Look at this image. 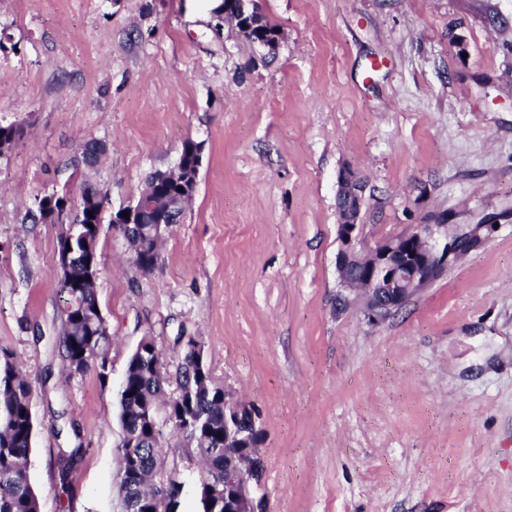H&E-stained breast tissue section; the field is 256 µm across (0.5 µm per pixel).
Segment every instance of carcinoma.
<instances>
[{"mask_svg": "<svg viewBox=\"0 0 512 512\" xmlns=\"http://www.w3.org/2000/svg\"><path fill=\"white\" fill-rule=\"evenodd\" d=\"M143 231L124 233L139 267L153 269L159 258L158 242L140 250ZM99 236L89 225L74 241L76 252L70 263L71 281L58 283L63 298L60 356L69 375L96 373L106 383L112 336L108 321L99 310L95 281L85 280V252L81 242L97 250ZM150 351L130 356L120 387L119 420L122 428L119 492L123 512H167L166 501L180 494L177 474L159 463L160 432L156 421L142 418L140 410L151 405L162 409L163 423L186 443L185 451L205 465L198 488L213 493V512H224V387L216 383L203 358L202 349L190 338L175 370L177 388L165 395L167 372L151 337L140 341ZM13 353L0 350V512H40L38 495L30 478V455L35 437L32 388L17 368ZM83 445L60 448L54 466L56 480L70 487L79 462L86 454Z\"/></svg>", "mask_w": 512, "mask_h": 512, "instance_id": "1", "label": "carcinoma"}]
</instances>
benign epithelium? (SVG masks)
Returning a JSON list of instances; mask_svg holds the SVG:
<instances>
[{
	"instance_id": "7a95c632",
	"label": "benign epithelium",
	"mask_w": 512,
	"mask_h": 512,
	"mask_svg": "<svg viewBox=\"0 0 512 512\" xmlns=\"http://www.w3.org/2000/svg\"><path fill=\"white\" fill-rule=\"evenodd\" d=\"M214 2V18L235 24L250 39H255L254 29L260 15L257 0ZM278 42L277 35L257 40V44L270 53L276 50ZM190 152L192 163L180 159L174 168L159 173L155 190L140 192L135 203L124 208L128 217L115 214L112 223L130 229L144 223V215L158 211L162 218L153 224V231L157 237H163L196 188L202 156L195 146ZM336 200L340 245L335 265L341 284L349 292L342 301L347 306L364 300L369 317L375 321L400 309L443 274L448 264L462 255L463 249L480 242L472 232L441 233L440 229L447 228L445 224H412L397 236L372 244L365 242L358 224L365 201L364 187L358 174L350 168L339 174ZM36 207L48 222L68 216L69 225L63 228L61 236L68 245H73L75 227L83 220L82 207L71 210L65 194H55L44 201L39 199ZM262 486L263 475L256 472L252 459L238 457L224 463V490H232L231 495L224 496V512H265L263 497L259 496Z\"/></svg>"
}]
</instances>
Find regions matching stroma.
Masks as SVG:
<instances>
[{"label": "stroma", "mask_w": 512, "mask_h": 512, "mask_svg": "<svg viewBox=\"0 0 512 512\" xmlns=\"http://www.w3.org/2000/svg\"><path fill=\"white\" fill-rule=\"evenodd\" d=\"M257 3L273 57L215 35L210 0H0V120L25 126L0 156V349L32 385L40 512H122L118 394L146 336L170 369L195 337L255 410L266 512H512V0ZM188 140L196 190L153 271L100 234L108 382L62 374V227L35 199L90 184L118 211ZM346 166L367 242L413 224L480 239L378 322L341 303ZM73 422L88 451L63 494ZM160 442L198 512L199 467L171 429Z\"/></svg>", "instance_id": "1"}]
</instances>
